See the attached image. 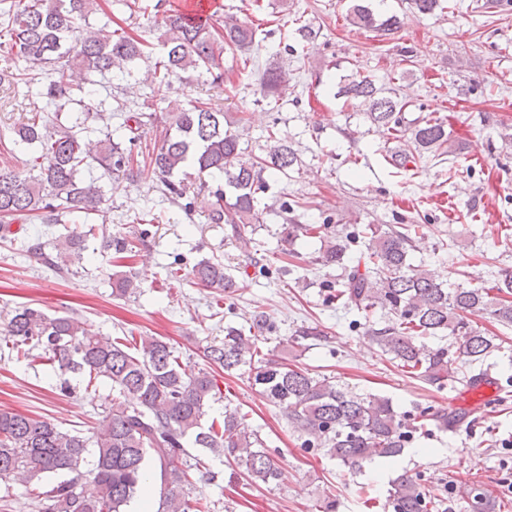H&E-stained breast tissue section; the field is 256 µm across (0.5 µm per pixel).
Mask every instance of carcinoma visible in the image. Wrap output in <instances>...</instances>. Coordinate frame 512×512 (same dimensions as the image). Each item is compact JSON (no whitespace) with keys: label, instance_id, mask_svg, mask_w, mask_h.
<instances>
[{"label":"carcinoma","instance_id":"cac0c4a2","mask_svg":"<svg viewBox=\"0 0 512 512\" xmlns=\"http://www.w3.org/2000/svg\"><path fill=\"white\" fill-rule=\"evenodd\" d=\"M94 0H9L0 8L7 41L4 53L28 64L34 77L19 76L27 86L44 82L31 92L28 121L12 128V140L34 152L27 174L0 171V218L37 216L44 224H63L68 215L96 214L107 204L103 187L94 178L81 177V170L98 165L128 176L141 175L133 168L131 136L116 141L112 117L92 111L84 99L93 95L85 87L83 73L104 75L115 64H132L144 56L141 39L125 30L94 29L88 13ZM350 24L391 33L400 20L391 15L378 18L366 6L356 4L347 15ZM161 43L163 58L153 72L154 96L164 99L173 79L193 70L198 76L220 78L219 58L224 51L249 56L256 44L255 30L243 27L232 16L209 19L188 12L164 11ZM288 63L270 65L263 78L267 93L287 81ZM344 97L366 107L371 124L383 135L402 131L405 103L388 95L367 76H360L339 90ZM83 110L70 116L68 126L51 131L49 126L72 105ZM53 108V118L41 113ZM102 122V137L84 136L85 123ZM163 141L144 163L160 182L162 192L173 202L185 196L182 182L172 180L187 167L224 180L210 192L206 216L211 224H228L243 247L252 242L257 194L264 188V173L288 174L298 164L292 145L278 139L263 158L238 161L241 134L224 127V113L206 103L161 117ZM414 150L425 153L449 142L445 122L427 115L411 132ZM419 224L403 229L367 225L369 231L361 263L348 266L356 235L330 237L321 253L322 265L348 269L336 300L355 310L365 321L378 311L390 315L381 328H367V335L390 359L409 374L430 385L443 386L453 378V353L447 348H428V336H451L456 351L472 366L482 362L494 348L472 317L512 325V272L499 273L496 293L488 288H450L424 266L408 262L413 236ZM324 226L283 224L278 246L294 257L301 235H321ZM95 226L73 230L58 237L52 246L30 243L26 257L57 273H72L71 266L84 259ZM101 249L124 254L131 250L125 237L102 235ZM197 284L230 294L237 287L235 275L217 259H202L192 268ZM112 294L126 298L139 288L127 271L109 276ZM0 333L16 348L41 351L53 370L71 373L110 385L112 400L104 409L102 423L86 436L78 430H63L48 420L19 413H0V483L22 469L39 481L35 495L39 512H124L141 492L148 462L159 467L161 495L157 512H203L208 504H190L184 487L202 472L201 462H190L186 445L206 448L233 461L252 483L268 484L279 479V469L257 435L248 431L238 410H224L223 420L204 422L210 403L222 398L218 380L205 369L194 370L175 356L173 346L153 336H143L138 352L116 338L98 335L69 315L50 316L23 306L3 316ZM256 352L241 330L224 329V341L206 348V357L227 373L248 368L252 385L305 437L304 447L325 448L339 463L360 469L375 458H396L426 422L446 428L451 421L436 412L420 417L398 412L386 398L351 394L329 377L314 375L285 361L255 360ZM439 494L422 480L402 473L392 482L388 504L393 512H431Z\"/></svg>","mask_w":512,"mask_h":512}]
</instances>
